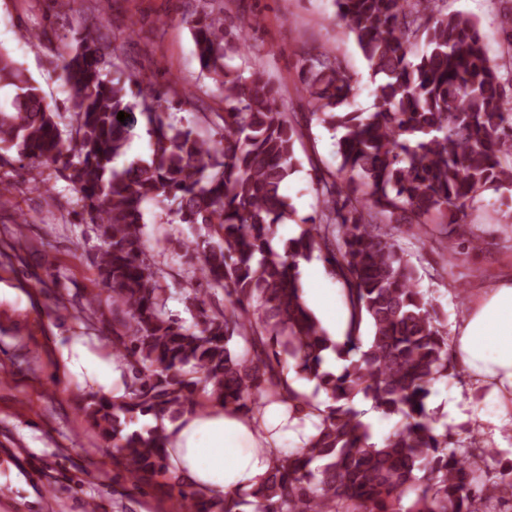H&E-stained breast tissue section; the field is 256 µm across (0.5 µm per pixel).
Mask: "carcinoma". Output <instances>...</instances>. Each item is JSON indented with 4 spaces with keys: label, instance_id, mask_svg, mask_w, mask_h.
I'll use <instances>...</instances> for the list:
<instances>
[{
    "label": "carcinoma",
    "instance_id": "cac0c4a2",
    "mask_svg": "<svg viewBox=\"0 0 512 512\" xmlns=\"http://www.w3.org/2000/svg\"><path fill=\"white\" fill-rule=\"evenodd\" d=\"M441 2L335 0L336 25L368 63L375 104L351 109L358 79L335 53L304 59L309 115L341 135L336 169L316 175L321 205L280 249L272 241L292 214L281 190L298 170L300 122L261 74L231 64L225 46L237 36L224 11L191 21L201 75L224 91V111L184 101L205 125L222 122L216 136L174 121L163 89L87 35L60 55L64 131L38 82L0 49V83L13 87L0 105V167L57 168L101 240L100 291L84 308L112 327L125 395L87 397L82 410L134 480L160 476L177 490L175 512H503L512 503V479L483 475L493 452L474 438L453 446L427 407L431 386L457 376L456 361L411 253L392 233L406 224L421 245L439 233L445 262L459 239L480 250L465 210L481 191L512 186V80L479 23L444 13ZM140 119L149 153L119 167ZM148 202L206 230L191 241L202 256L185 297L191 327L168 310L162 270L147 258ZM315 254L343 284L348 323L336 341L304 299L299 264ZM218 291L224 306L212 308ZM328 351L340 370L323 368ZM304 380L315 382L312 393ZM212 400L257 426L271 401L295 416L315 411L317 433L275 450L257 488L203 498L169 473L164 430L131 425L175 420ZM360 402L401 417L379 445Z\"/></svg>",
    "mask_w": 512,
    "mask_h": 512
}]
</instances>
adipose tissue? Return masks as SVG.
Wrapping results in <instances>:
<instances>
[{
  "label": "adipose tissue",
  "mask_w": 512,
  "mask_h": 512,
  "mask_svg": "<svg viewBox=\"0 0 512 512\" xmlns=\"http://www.w3.org/2000/svg\"><path fill=\"white\" fill-rule=\"evenodd\" d=\"M452 349L475 390L496 406L494 414H478L481 431L499 438L504 427L512 426V281L485 289L470 303L453 328ZM60 357L66 371L87 378L93 389L114 399L123 395L121 363L94 355L77 340L61 346ZM161 425L171 475L202 495L258 487L281 437L307 439L315 433L279 402L266 407L258 427L220 402L174 421L162 419Z\"/></svg>",
  "instance_id": "1"
}]
</instances>
